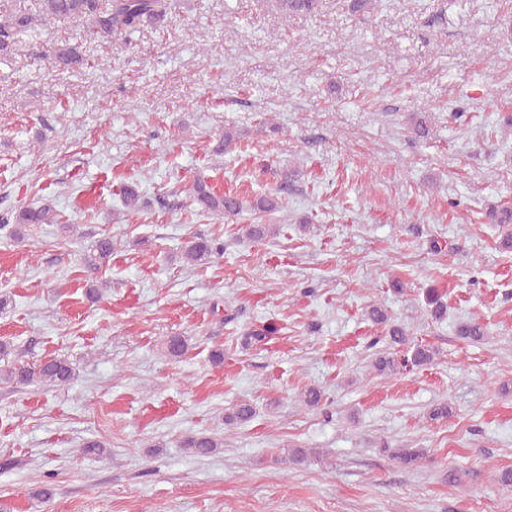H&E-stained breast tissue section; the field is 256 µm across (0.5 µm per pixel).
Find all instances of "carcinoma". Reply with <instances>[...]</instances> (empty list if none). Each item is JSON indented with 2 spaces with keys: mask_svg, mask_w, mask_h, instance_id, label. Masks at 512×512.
Returning a JSON list of instances; mask_svg holds the SVG:
<instances>
[{
  "mask_svg": "<svg viewBox=\"0 0 512 512\" xmlns=\"http://www.w3.org/2000/svg\"><path fill=\"white\" fill-rule=\"evenodd\" d=\"M178 0H40L39 11L30 14L17 7L16 0H0V58L14 53L18 35L38 25H47L56 20L79 19L85 23L87 32L102 38L129 36L141 27L163 18L177 7ZM278 8L288 14H311L319 10L321 0H275ZM189 198L202 213L231 216L239 213L243 203L239 198L219 194L205 180L196 178L188 188ZM57 223L56 213L48 206H27L13 213H0V224H18L24 227H37L42 224ZM115 245L111 236L105 235L92 244L99 263L89 266L98 269L100 264L110 260ZM224 243L218 239L193 237L183 246L185 260L193 266L209 263L212 258L223 253ZM426 301L430 315L436 320L448 314V306L440 301L434 289L426 291ZM371 320L377 325L388 327L391 343L404 346L408 343L406 331L399 325L388 322L386 313L375 307L370 311ZM459 335L478 344L485 338V330L476 323L460 327ZM167 354L174 358L184 356L189 350L185 336H171L165 342ZM437 358V350L416 344L405 353L381 352L375 358L373 367L380 375H392L407 367L429 365ZM74 377L71 363L64 357H52L36 363L13 364L9 368L0 367V381L20 385L46 384L64 386ZM253 417L250 404L241 402L224 414L227 425L243 424ZM182 447L198 457H209L224 447V438L216 434L197 433L187 437ZM392 457L405 466H413L427 457L424 448H398ZM275 461L285 466L301 467L309 461L308 452L302 448L287 449L277 455Z\"/></svg>",
  "mask_w": 512,
  "mask_h": 512,
  "instance_id": "carcinoma-1",
  "label": "carcinoma"
}]
</instances>
